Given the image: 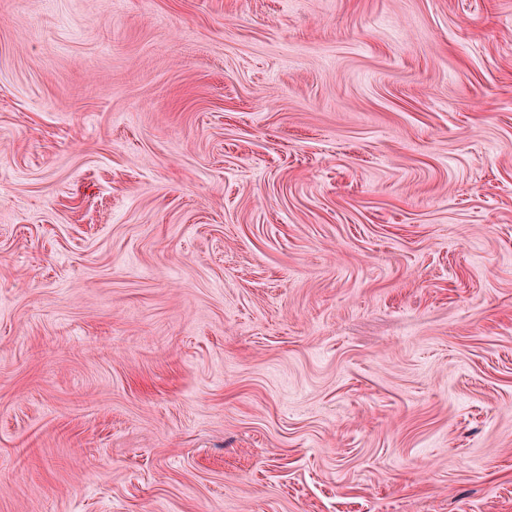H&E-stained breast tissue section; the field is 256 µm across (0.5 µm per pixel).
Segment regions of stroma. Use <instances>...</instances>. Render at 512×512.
I'll use <instances>...</instances> for the list:
<instances>
[{"label":"stroma","instance_id":"1","mask_svg":"<svg viewBox=\"0 0 512 512\" xmlns=\"http://www.w3.org/2000/svg\"><path fill=\"white\" fill-rule=\"evenodd\" d=\"M0 512H512V0H0Z\"/></svg>","mask_w":512,"mask_h":512}]
</instances>
